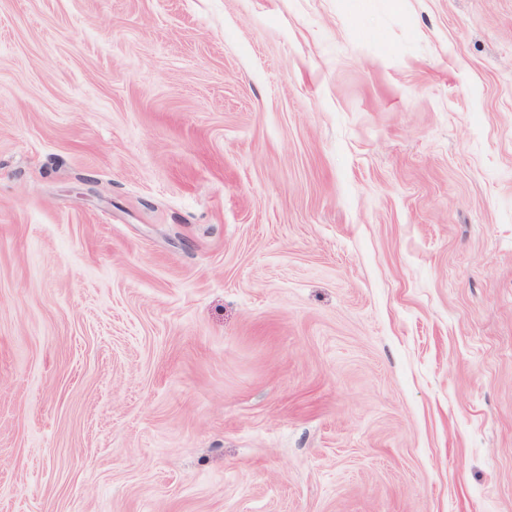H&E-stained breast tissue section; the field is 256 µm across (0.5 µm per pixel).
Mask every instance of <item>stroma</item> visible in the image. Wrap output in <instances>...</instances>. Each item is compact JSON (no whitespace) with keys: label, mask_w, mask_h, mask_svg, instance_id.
<instances>
[{"label":"stroma","mask_w":512,"mask_h":512,"mask_svg":"<svg viewBox=\"0 0 512 512\" xmlns=\"http://www.w3.org/2000/svg\"><path fill=\"white\" fill-rule=\"evenodd\" d=\"M0 512H512V0H0Z\"/></svg>","instance_id":"1"}]
</instances>
